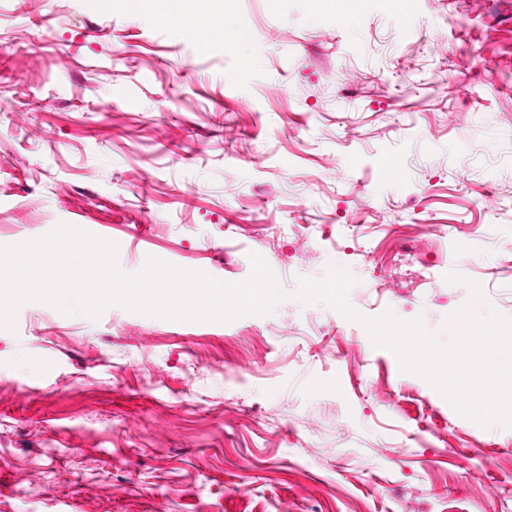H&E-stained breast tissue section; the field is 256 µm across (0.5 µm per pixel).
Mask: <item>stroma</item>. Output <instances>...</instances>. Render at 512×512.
I'll list each match as a JSON object with an SVG mask.
<instances>
[{
  "label": "stroma",
  "instance_id": "35a3bbf8",
  "mask_svg": "<svg viewBox=\"0 0 512 512\" xmlns=\"http://www.w3.org/2000/svg\"><path fill=\"white\" fill-rule=\"evenodd\" d=\"M358 15L344 28L340 6ZM0 0V245L58 225L241 283L273 313L38 301L0 328V512H512V426L459 414L364 317H512V0ZM397 158L401 176L382 162ZM459 283H447L448 273Z\"/></svg>",
  "mask_w": 512,
  "mask_h": 512
}]
</instances>
